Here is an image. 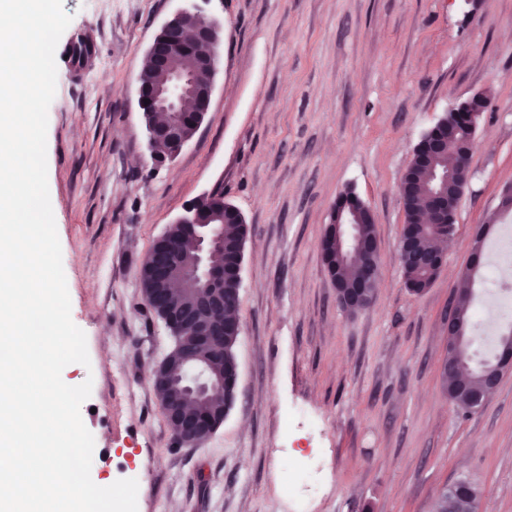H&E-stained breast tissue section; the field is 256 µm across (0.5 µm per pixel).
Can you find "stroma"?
<instances>
[{
  "label": "stroma",
  "instance_id": "stroma-1",
  "mask_svg": "<svg viewBox=\"0 0 512 512\" xmlns=\"http://www.w3.org/2000/svg\"><path fill=\"white\" fill-rule=\"evenodd\" d=\"M181 0H63V40L88 37L87 65H57L48 110L50 201L71 318L92 380L81 416L93 482L133 478L138 512H434L461 478L482 512H512V370L478 411L450 402L445 310L468 280L470 356L512 330L492 313L499 213L512 184V0H208L224 22L210 109L191 142L155 162L138 103V62ZM486 100L443 269L421 293L398 260L399 182L421 134L451 107ZM353 189L375 217L372 304L336 301L321 241ZM219 192L247 239L235 402L199 447L178 444L150 370L173 346L138 268L198 196ZM484 262L470 271L476 233Z\"/></svg>",
  "mask_w": 512,
  "mask_h": 512
}]
</instances>
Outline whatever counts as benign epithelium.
I'll use <instances>...</instances> for the list:
<instances>
[{"label":"benign epithelium","instance_id":"1","mask_svg":"<svg viewBox=\"0 0 512 512\" xmlns=\"http://www.w3.org/2000/svg\"><path fill=\"white\" fill-rule=\"evenodd\" d=\"M185 6L178 10L160 28L148 51V68L166 75V82L158 83L145 72L138 77L139 106L147 135L149 151L160 144L173 148L172 155L180 153L192 140L209 111L214 79L219 69V48L223 25L215 18L207 19L202 14L200 3L210 0H184ZM188 56L191 67L176 70L170 62ZM196 95L195 120L191 130L185 129L183 102L189 95ZM150 103H145V100ZM484 101L474 97L459 104L453 112L467 113L474 120L483 111ZM457 137L453 130L432 140L434 149L446 155L457 152ZM460 196L437 192L428 197V223L442 230V237H452L456 226V212ZM191 233L197 244V257L193 265L180 264L175 251L166 245L168 234L161 235L150 251L143 257L139 271L150 275L157 289L146 297V301L157 308L164 304L167 292L163 286L176 277L179 285L193 294L191 302L175 307L172 315L164 318L171 335L180 336L189 332L179 366L184 368L182 377L175 376V367L169 365L171 354H166L153 367V387L165 393L161 405L175 436L182 444L198 446L207 441L220 423L203 419L185 410L184 398L193 395L205 399H224V377H213L207 367L191 363L194 351L199 347L220 348L224 345L225 321L230 319L224 296V265L215 262V257L224 253V225L203 224L189 207L175 220ZM337 248L351 262L367 256L370 261L364 267L363 278L346 292L336 286L339 302L350 311L368 306V290L379 278L378 244L376 239L362 240L358 225L346 220L343 232L338 237ZM401 265L434 263L435 253H422L416 249L415 238L406 230L399 240ZM448 350L459 344L465 329L464 319L458 314L457 301H452L447 314ZM512 366L504 358L484 380L482 390L473 393L472 410L483 407L485 401L499 386L505 371Z\"/></svg>","mask_w":512,"mask_h":512}]
</instances>
